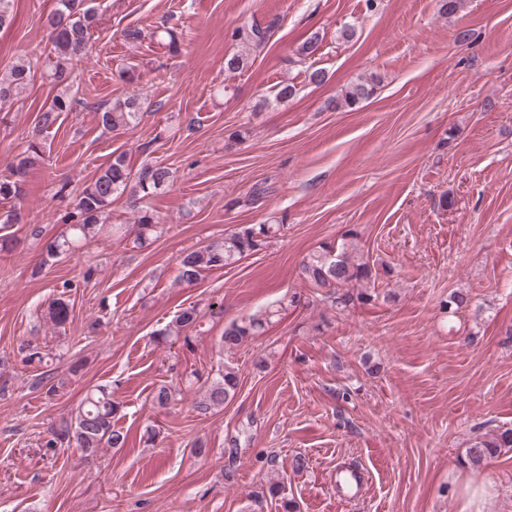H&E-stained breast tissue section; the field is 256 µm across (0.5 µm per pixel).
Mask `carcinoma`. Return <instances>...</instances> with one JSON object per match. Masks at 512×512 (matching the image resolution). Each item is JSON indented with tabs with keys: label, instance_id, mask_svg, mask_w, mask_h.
<instances>
[{
	"label": "carcinoma",
	"instance_id": "obj_1",
	"mask_svg": "<svg viewBox=\"0 0 512 512\" xmlns=\"http://www.w3.org/2000/svg\"><path fill=\"white\" fill-rule=\"evenodd\" d=\"M85 0H57L49 24L55 47V60L50 65L49 78L56 93L50 103L37 116L36 134L55 126L61 113L75 108L76 97L72 96L73 65L89 50L91 31L96 13L84 7ZM272 25L261 26L254 22L236 28L232 37L245 44L253 52L262 51L269 39ZM40 56L26 55L25 59L12 66L8 74L0 77V103L18 96L34 77L33 68L38 66ZM373 92L368 83H356L342 95L343 103L355 106ZM142 116L141 98L130 95L115 100L101 111V124L108 131H128L135 128ZM43 142L33 140L12 165L10 174L0 178V200L16 201L21 198L22 186L28 169L42 158ZM173 181L170 168L145 163L132 169L124 154L113 158L112 163L85 186L76 196L73 210L68 213L66 229L46 246L47 258L55 259L73 254L80 246L89 244L102 230L104 219L112 203L125 196L137 212L136 234L133 247L145 248L160 234L159 220L148 206L147 200L160 188ZM20 211L12 209L0 220V251L8 249L14 237L13 227L20 224ZM281 229L279 224H251L236 228L224 237L180 256L177 280L181 284L193 285L202 275L211 270L222 269L243 258L266 249ZM298 277L313 288L321 302L339 311H345L355 303L364 305L382 299L393 301V294L371 293L378 278L375 263L363 250L357 231H347L338 242H324L310 251L300 262ZM80 286L65 280L61 283L59 297L48 307L50 322L61 328L70 319V304L66 295ZM299 301L290 297L280 301L276 307H268L241 320H234L224 327L220 343L224 350L232 351L249 338L265 331V328L280 318L282 312ZM201 316L196 307H186L176 312L168 325L157 333L158 341H180L186 348L192 346L191 333L200 326ZM21 362L25 366L42 367L48 362L49 353L33 342L20 346ZM194 379L201 382L202 393L195 402L198 414L207 416L232 400L239 385V369L227 363L214 376H203L198 370L191 371ZM69 379H57L44 372L38 375L33 385L45 390L47 396H57L67 386ZM179 394L177 387L162 384L154 388L153 402L161 408L169 407ZM122 404L112 393V386L99 384L87 391L75 415L50 426L43 438V448L56 451L58 447L74 445L82 458L92 462L109 448H124L129 433L116 427ZM512 448V429H494L477 435L466 449L469 462L480 464Z\"/></svg>",
	"mask_w": 512,
	"mask_h": 512
}]
</instances>
